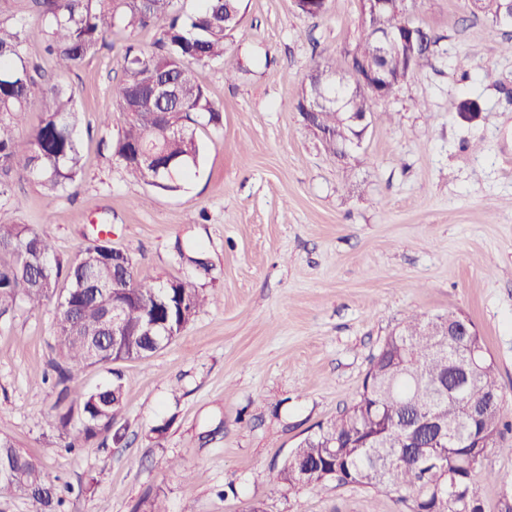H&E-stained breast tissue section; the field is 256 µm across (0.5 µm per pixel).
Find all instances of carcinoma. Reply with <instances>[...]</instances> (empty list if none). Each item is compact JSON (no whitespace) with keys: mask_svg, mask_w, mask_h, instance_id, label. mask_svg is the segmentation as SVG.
Listing matches in <instances>:
<instances>
[{"mask_svg":"<svg viewBox=\"0 0 512 512\" xmlns=\"http://www.w3.org/2000/svg\"><path fill=\"white\" fill-rule=\"evenodd\" d=\"M39 16L37 25L10 26L0 21V196L12 188V175L39 179L55 193L72 184L81 169L79 123L71 92L59 84L41 90L42 118L28 130L25 112L37 69L28 62L24 46L34 38L57 65L70 70L95 54L103 38L114 28L129 33L160 27L156 50L136 52L128 47L123 78L112 86V97L125 116L123 134L113 145V154L123 170L149 186L176 192L198 165L200 146L195 128L201 120L219 125L221 112L198 82L195 66L224 60L225 39L243 20L242 0H204L203 7L183 17L176 0H32ZM500 0H481L478 14L491 24L512 27V20H498ZM406 10L388 12L382 24L392 32L408 23ZM432 36L424 29L413 41L390 48L393 82L381 98L393 92L415 72L430 64ZM380 47L374 32L364 28L357 47L344 58V65L328 60L315 71L365 73L377 61ZM320 93L347 105L351 112H373L378 97L351 93L338 85L323 83ZM325 132L326 150L344 155L343 147L361 140L362 131L329 106L314 119ZM50 240L26 224L0 223V315L21 299L39 303L63 287L59 297L56 341L62 363L56 365L58 383L71 380L84 367L96 363L143 359L160 347L145 328L160 322L167 329L165 342L178 336L211 299L194 282L173 279L159 286L137 279L131 255L118 256L125 267L113 278L112 246L92 243L73 260H51ZM126 306L127 328L123 342L94 352L85 341L101 324L112 301ZM427 315H415L389 336L363 381L359 399L339 416L318 425L286 460L280 481L299 492L330 482L388 488L404 493L410 512H448L454 501L467 512L471 495L477 493L474 473L491 454L508 452L502 444V429L512 409L505 407L496 365L480 336H432ZM478 351L477 381L438 395L430 380L447 374L450 362ZM493 403L491 411L473 424L467 440L454 436L460 419L473 406ZM78 412L75 433L69 426ZM123 411L121 374L94 391L79 394L74 404L59 414L60 427L68 434L67 447L88 443L101 432L112 433L114 442L124 439L118 418ZM436 416L448 426L449 438L423 452L408 453L394 439L398 427L420 418ZM318 465L311 476L300 477L299 459ZM0 468L13 472V479L0 482V493L26 496L39 512H58L61 490L46 479L43 467L13 443L0 438Z\"/></svg>","mask_w":512,"mask_h":512,"instance_id":"1","label":"carcinoma"}]
</instances>
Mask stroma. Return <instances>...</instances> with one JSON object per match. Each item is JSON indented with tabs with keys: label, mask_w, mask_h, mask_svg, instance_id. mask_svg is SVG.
Returning a JSON list of instances; mask_svg holds the SVG:
<instances>
[{
	"label": "stroma",
	"mask_w": 512,
	"mask_h": 512,
	"mask_svg": "<svg viewBox=\"0 0 512 512\" xmlns=\"http://www.w3.org/2000/svg\"><path fill=\"white\" fill-rule=\"evenodd\" d=\"M223 63L199 67L221 125L195 129V175L175 193L129 179L113 155L123 117L112 99L129 43L155 27L109 33L61 73L25 49L46 82L74 95L81 170L49 194L24 178L0 197V221L44 234L62 261L107 232L139 279L205 286L215 300L148 358L86 367L90 391L121 371L122 445L102 432L67 449L61 388L43 380L56 346V301L0 317V436L70 484L64 512H133L162 494L168 512H409L399 494L360 485L292 494L279 483L291 450L359 398L373 357L414 314L458 311L474 323L512 404V28L469 0H418L407 15L436 37L429 67L376 102L361 147L328 155L296 109L312 64L341 57L363 28L358 0L310 19L293 0H244ZM233 78H226V69ZM478 98L464 120L458 105ZM200 247L204 274L177 245ZM477 472L484 512H499L512 455Z\"/></svg>",
	"instance_id": "35a3bbf8"
}]
</instances>
